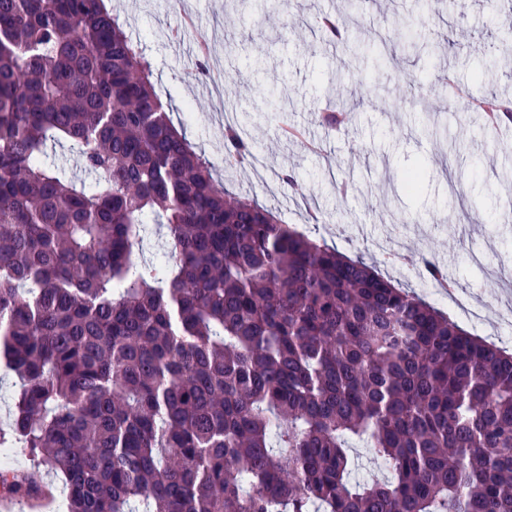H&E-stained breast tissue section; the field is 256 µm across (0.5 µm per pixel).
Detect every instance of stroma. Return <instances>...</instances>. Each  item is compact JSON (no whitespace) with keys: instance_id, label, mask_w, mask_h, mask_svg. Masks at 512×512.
I'll list each match as a JSON object with an SVG mask.
<instances>
[{"instance_id":"stroma-1","label":"stroma","mask_w":512,"mask_h":512,"mask_svg":"<svg viewBox=\"0 0 512 512\" xmlns=\"http://www.w3.org/2000/svg\"><path fill=\"white\" fill-rule=\"evenodd\" d=\"M430 2L422 12L417 0H366L346 22L349 35L389 50L397 19L409 15L421 41L453 38L449 51L436 58L404 53L388 68L364 61L349 70L342 44L315 24L318 15L339 12L341 0H110L149 60L173 123L225 183L351 256L374 257L378 241L397 229L407 253L433 259L468 290L484 321L471 322L445 298L438 308L471 333L512 346V284L485 279L469 262L474 250L493 266L512 262V226L501 221L512 204V122L489 131L477 113L448 105L452 84L472 102L512 97V53L503 49L487 0ZM204 42L216 49L207 79L196 72ZM332 89L361 103L345 134L315 120ZM222 109L234 113L270 167L294 169L304 196L279 183L259 192L249 168L225 170L215 122ZM285 124L304 129L319 150L282 140ZM414 168L423 179L411 194L403 175Z\"/></svg>"}]
</instances>
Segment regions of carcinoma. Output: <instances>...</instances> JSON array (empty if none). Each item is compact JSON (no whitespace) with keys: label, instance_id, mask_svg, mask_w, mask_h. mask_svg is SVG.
I'll use <instances>...</instances> for the list:
<instances>
[{"label":"carcinoma","instance_id":"cac0c4a2","mask_svg":"<svg viewBox=\"0 0 512 512\" xmlns=\"http://www.w3.org/2000/svg\"><path fill=\"white\" fill-rule=\"evenodd\" d=\"M151 76L105 0H0V446L68 512H512V352L220 183ZM352 438L390 481H350ZM18 391L16 375L0 364V425L8 422V415L14 409L15 397ZM12 466L34 473V476L38 480L49 485L53 495V507L50 511H37L31 508L26 498L13 497L5 500L0 496V512H58L57 505L59 504L60 498L64 497V495L62 489L63 483L56 473L44 469L43 467L35 468L29 456L19 453L15 455Z\"/></svg>","mask_w":512,"mask_h":512}]
</instances>
